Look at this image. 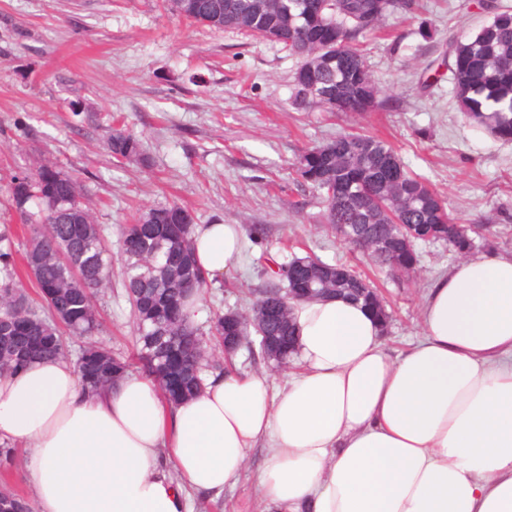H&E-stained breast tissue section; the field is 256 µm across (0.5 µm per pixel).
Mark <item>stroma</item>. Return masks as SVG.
<instances>
[{
	"label": "stroma",
	"mask_w": 512,
	"mask_h": 512,
	"mask_svg": "<svg viewBox=\"0 0 512 512\" xmlns=\"http://www.w3.org/2000/svg\"><path fill=\"white\" fill-rule=\"evenodd\" d=\"M419 3L415 15L387 14L363 46L380 106L345 113L293 106L300 60L279 44L190 23L164 0H0V225L18 224L11 179L37 158L77 181L112 241L97 341L124 356L135 336L118 228L172 201L197 224L267 229L261 244L243 239L223 287L199 301L198 325L215 309L248 310L265 285L262 256L311 255L373 282L391 315L386 346L403 351L421 334L428 288L459 256L420 242L414 273L373 265L324 224L319 195L296 168L303 150L340 134L378 137L446 199L457 223L486 227L496 252L512 254V142L466 121L444 59L449 34H474L488 15L477 0ZM116 122L141 139L145 163L117 162L106 149ZM269 455L255 449L238 482L220 499L193 498L192 512H263L257 475Z\"/></svg>",
	"instance_id": "35a3bbf8"
}]
</instances>
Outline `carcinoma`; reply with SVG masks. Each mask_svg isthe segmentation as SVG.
Returning <instances> with one entry per match:
<instances>
[{
  "instance_id": "cac0c4a2",
  "label": "carcinoma",
  "mask_w": 512,
  "mask_h": 512,
  "mask_svg": "<svg viewBox=\"0 0 512 512\" xmlns=\"http://www.w3.org/2000/svg\"><path fill=\"white\" fill-rule=\"evenodd\" d=\"M184 19L217 30H241L282 45L301 58L294 77V104L326 112H369L379 88L368 70L361 41L372 37L390 11L409 14L416 0H167ZM490 21L472 36L448 38V71L454 98L467 119L503 141L512 140V7L482 0ZM106 147L119 161H142L140 140L122 127L106 135ZM298 176L320 191L324 221L331 228L352 225L372 243L368 258L395 270L393 256L380 242L396 224H424L463 255L474 248L464 226L446 202L421 178L411 175L391 146L373 136L347 133L301 155ZM12 196L28 229L22 258L14 235L0 228V374L12 373L41 358H69L64 331L92 336L100 329L96 302L112 283L111 249L77 182L46 158L34 170L13 177ZM193 219L176 204L155 206L120 227L125 267L123 286L137 332V363L157 381L168 401L177 403L201 391L204 372L220 364L211 347L224 337L252 330L279 340L270 359L288 362L294 349L292 313H268L269 305H288V268L306 267L314 295L341 294L353 301L369 282L347 265L313 257L279 262L265 258L268 280L248 312L219 309L202 331L186 309L187 301L212 285L193 254ZM30 278L39 295L36 306L22 288ZM85 384L104 390L128 372L129 363L96 346L73 360ZM0 512H30L26 499L0 493Z\"/></svg>"
}]
</instances>
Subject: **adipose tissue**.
<instances>
[{
	"instance_id": "ef3b65f1",
	"label": "adipose tissue",
	"mask_w": 512,
	"mask_h": 512,
	"mask_svg": "<svg viewBox=\"0 0 512 512\" xmlns=\"http://www.w3.org/2000/svg\"><path fill=\"white\" fill-rule=\"evenodd\" d=\"M237 224H198L216 279L241 248ZM296 369L204 376L168 402L134 372L89 393L65 359L0 378V445L28 448L32 512H190L223 495L258 445L265 512H512V255L438 277L421 336L391 355L364 306L297 303Z\"/></svg>"
}]
</instances>
